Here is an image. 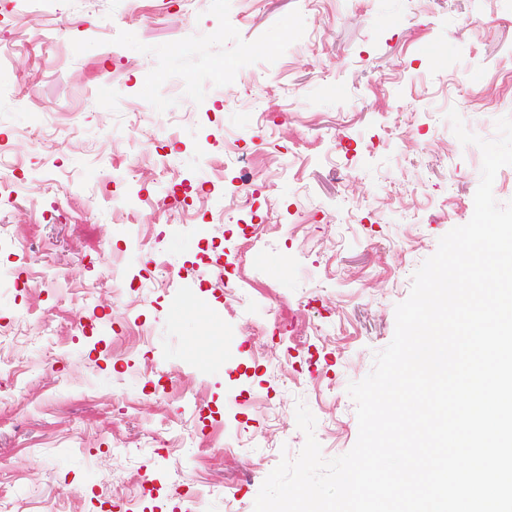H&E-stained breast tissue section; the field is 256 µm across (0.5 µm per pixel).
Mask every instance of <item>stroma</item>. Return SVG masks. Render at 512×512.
Returning a JSON list of instances; mask_svg holds the SVG:
<instances>
[{"label":"stroma","instance_id":"stroma-1","mask_svg":"<svg viewBox=\"0 0 512 512\" xmlns=\"http://www.w3.org/2000/svg\"><path fill=\"white\" fill-rule=\"evenodd\" d=\"M452 108L512 114V0H0L8 512H254L300 401L350 451L349 383L474 213Z\"/></svg>","mask_w":512,"mask_h":512}]
</instances>
